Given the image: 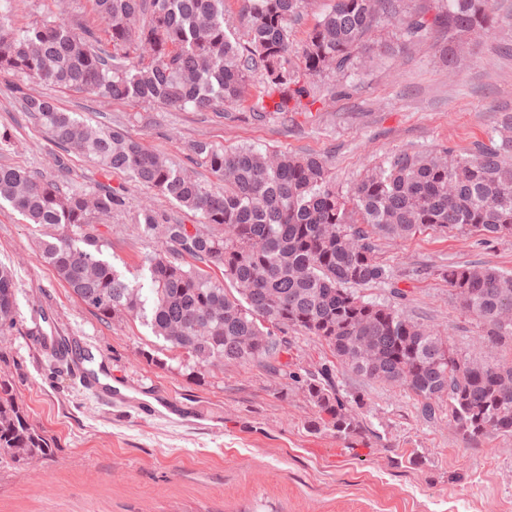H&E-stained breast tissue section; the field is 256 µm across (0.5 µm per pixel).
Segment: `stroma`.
<instances>
[{
    "label": "stroma",
    "instance_id": "35a3bbf8",
    "mask_svg": "<svg viewBox=\"0 0 512 512\" xmlns=\"http://www.w3.org/2000/svg\"><path fill=\"white\" fill-rule=\"evenodd\" d=\"M72 15L103 26L93 0H20L9 21L21 30ZM400 27L396 18L371 34L372 62L315 78L314 105L260 117L258 75L242 101L220 112L93 102L82 92L2 75L0 128H10L15 144L0 151V164L57 173L56 147L14 106L16 85L119 126L174 164L193 168L207 185L217 179L193 166L194 140L320 156L346 191L392 154L438 146L463 152L499 138L512 121V0H499L495 27L467 36L451 66L436 53L440 34L408 46L396 38ZM68 165L70 187L104 185L123 196L124 206L92 232L104 258L127 279L156 247L137 229L139 213L159 211L175 224L201 221L126 173L80 155ZM63 232L27 223L0 202V264L14 274L18 309L16 327L0 335V381L54 450L47 459L0 465V512H512V437L465 440L447 411L424 420L413 394L340 367L337 385L363 397L364 417L378 435L346 447L333 433L310 428L315 409L289 380L240 364L210 366L197 376L141 319H98L40 257L41 241ZM378 255L392 280L362 287L360 295L401 308L465 354L482 326L459 308L441 272L451 264L512 271V236L424 228L405 240L379 241ZM37 324L91 351L94 365L129 396L151 404L166 397L169 412L148 417L99 401L69 366L32 342Z\"/></svg>",
    "mask_w": 512,
    "mask_h": 512
}]
</instances>
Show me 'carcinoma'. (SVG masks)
I'll return each instance as SVG.
<instances>
[{
	"instance_id": "cac0c4a2",
	"label": "carcinoma",
	"mask_w": 512,
	"mask_h": 512,
	"mask_svg": "<svg viewBox=\"0 0 512 512\" xmlns=\"http://www.w3.org/2000/svg\"><path fill=\"white\" fill-rule=\"evenodd\" d=\"M0 0V75L163 107L215 110L240 100L251 74L273 111L312 104L314 78L330 66L357 67L369 35L404 13L399 39L445 37L439 56L455 61L472 32L494 23V0H330L294 62L293 29L311 0H243L247 40L224 25V0H94L106 39L82 19L33 22L18 33ZM148 57L133 62L139 48ZM20 109L66 153L123 170L144 187L200 214L202 223L172 224L143 214V236L162 248L144 254L142 280L129 281L102 258L86 228L112 216L124 198L110 187L65 190L39 172L0 164V201L30 224L62 225L67 234L43 242L42 258L78 301L102 320L141 319L193 368L216 362L252 364L297 385L317 412L311 427L350 447L365 444L361 397L336 385L335 364L300 374L282 360L288 332L314 336L340 363L367 380L403 388L421 414L448 420L468 440L512 437V358L489 362L462 355L447 336L391 304L365 301L357 288L383 283L390 271L377 255L380 239H403L423 228L473 229L512 236V139L476 143L464 153L442 146L386 158L347 192L312 154L225 150L196 140L190 152L220 181L206 186L119 127L92 125L54 100L19 85ZM224 272L212 280L208 269ZM453 299L483 327L477 348L512 354V272L487 265H450ZM15 282L0 267V333L16 326ZM49 441L0 384V461L49 457Z\"/></svg>"
}]
</instances>
